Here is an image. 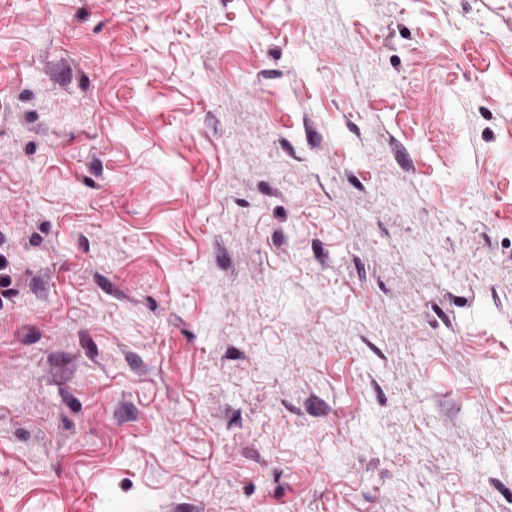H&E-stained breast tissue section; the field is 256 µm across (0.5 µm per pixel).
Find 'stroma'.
<instances>
[{
  "instance_id": "stroma-1",
  "label": "stroma",
  "mask_w": 512,
  "mask_h": 512,
  "mask_svg": "<svg viewBox=\"0 0 512 512\" xmlns=\"http://www.w3.org/2000/svg\"><path fill=\"white\" fill-rule=\"evenodd\" d=\"M512 507V0H0V512Z\"/></svg>"
}]
</instances>
